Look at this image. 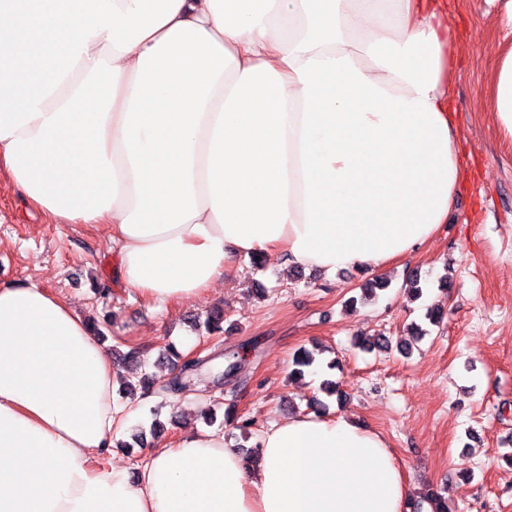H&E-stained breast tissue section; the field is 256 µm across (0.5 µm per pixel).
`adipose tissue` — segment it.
<instances>
[{"instance_id": "obj_1", "label": "adipose tissue", "mask_w": 512, "mask_h": 512, "mask_svg": "<svg viewBox=\"0 0 512 512\" xmlns=\"http://www.w3.org/2000/svg\"><path fill=\"white\" fill-rule=\"evenodd\" d=\"M446 0H0V178L98 224L174 306L241 257L377 273L430 243L462 178ZM512 135V46L490 75ZM74 304L0 285V512H408L387 439L288 417L107 453L136 406Z\"/></svg>"}]
</instances>
